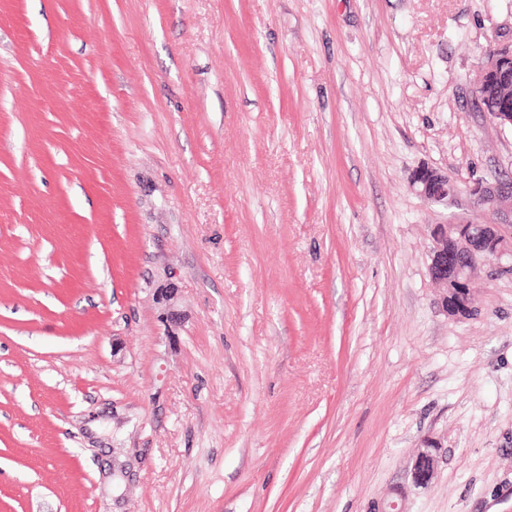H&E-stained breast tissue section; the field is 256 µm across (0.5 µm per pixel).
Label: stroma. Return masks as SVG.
Masks as SVG:
<instances>
[{"mask_svg":"<svg viewBox=\"0 0 512 512\" xmlns=\"http://www.w3.org/2000/svg\"><path fill=\"white\" fill-rule=\"evenodd\" d=\"M510 39L512 0H0V512H512V275L448 317L428 227L486 216L410 187L512 177ZM473 91L483 112L512 130V40L485 51ZM438 450V444L430 439L425 440L419 448L411 468V477L415 485H428Z\"/></svg>","mask_w":512,"mask_h":512,"instance_id":"obj_1","label":"stroma"}]
</instances>
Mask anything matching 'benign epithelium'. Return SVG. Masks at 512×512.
<instances>
[{
  "instance_id": "7a95c632",
  "label": "benign epithelium",
  "mask_w": 512,
  "mask_h": 512,
  "mask_svg": "<svg viewBox=\"0 0 512 512\" xmlns=\"http://www.w3.org/2000/svg\"><path fill=\"white\" fill-rule=\"evenodd\" d=\"M473 91L483 112L499 127L512 130V40L485 51ZM410 186L436 203H448L464 192L489 216L481 223L458 218L430 225L429 274L441 287L442 309L451 318L467 319L478 312L474 283L481 270L512 272V180L476 179L463 185L448 173L423 165L413 172ZM438 450L435 441L423 442L411 468L414 484L429 483Z\"/></svg>"
}]
</instances>
